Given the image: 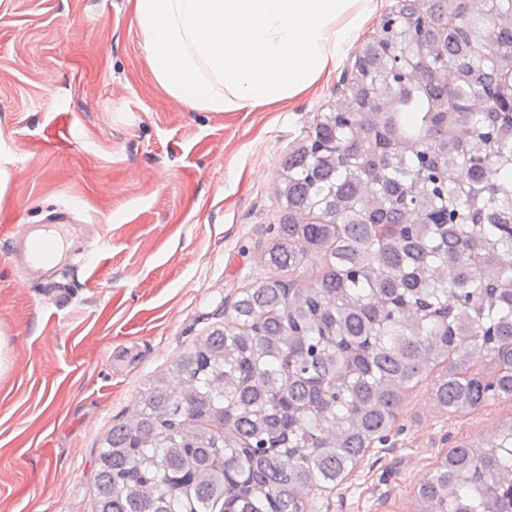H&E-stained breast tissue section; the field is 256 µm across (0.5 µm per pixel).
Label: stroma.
<instances>
[{
  "mask_svg": "<svg viewBox=\"0 0 512 512\" xmlns=\"http://www.w3.org/2000/svg\"><path fill=\"white\" fill-rule=\"evenodd\" d=\"M342 54L298 96L249 112L175 102L155 79L135 0H0V512H92L102 436L265 273L280 165L336 99ZM69 211L103 243L59 296L4 262L15 228ZM406 387L387 439L304 512H420L457 440H488L512 403L439 407Z\"/></svg>",
  "mask_w": 512,
  "mask_h": 512,
  "instance_id": "obj_1",
  "label": "stroma"
}]
</instances>
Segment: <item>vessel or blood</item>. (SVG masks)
Instances as JSON below:
<instances>
[{"mask_svg": "<svg viewBox=\"0 0 512 512\" xmlns=\"http://www.w3.org/2000/svg\"><path fill=\"white\" fill-rule=\"evenodd\" d=\"M71 223L69 212H59L54 223L27 224L14 239L8 259L21 264L28 276L42 284L55 283L60 269L72 258L70 249L60 247L59 233Z\"/></svg>", "mask_w": 512, "mask_h": 512, "instance_id": "b4317fda", "label": "vessel or blood"}]
</instances>
